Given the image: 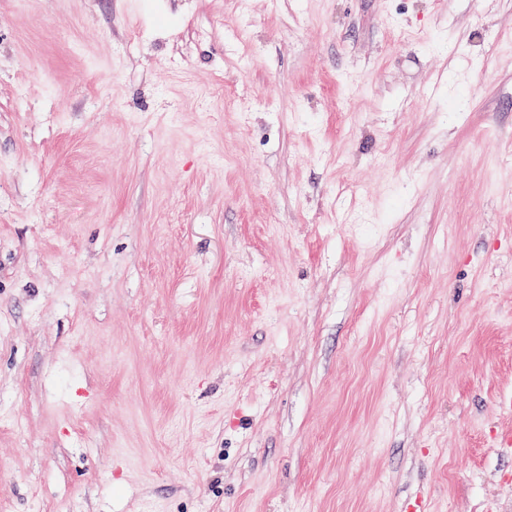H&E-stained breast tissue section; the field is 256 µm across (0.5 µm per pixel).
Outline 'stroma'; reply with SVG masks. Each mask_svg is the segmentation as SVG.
I'll return each instance as SVG.
<instances>
[{
	"mask_svg": "<svg viewBox=\"0 0 512 512\" xmlns=\"http://www.w3.org/2000/svg\"><path fill=\"white\" fill-rule=\"evenodd\" d=\"M512 0H0V512H512Z\"/></svg>",
	"mask_w": 512,
	"mask_h": 512,
	"instance_id": "stroma-1",
	"label": "stroma"
}]
</instances>
